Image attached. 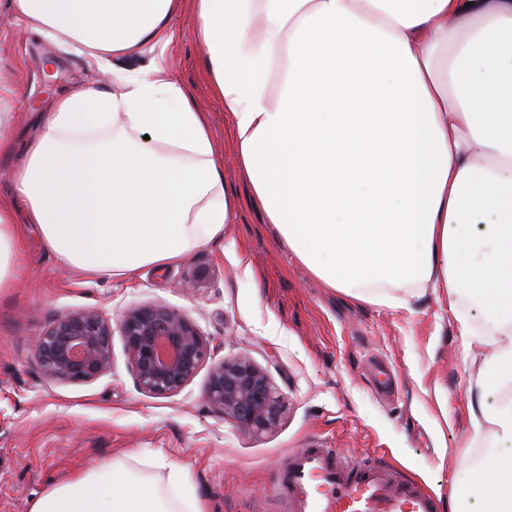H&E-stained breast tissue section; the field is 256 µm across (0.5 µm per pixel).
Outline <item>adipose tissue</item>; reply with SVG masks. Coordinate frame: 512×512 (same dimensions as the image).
I'll list each match as a JSON object with an SVG mask.
<instances>
[{"instance_id":"ef3b65f1","label":"adipose tissue","mask_w":512,"mask_h":512,"mask_svg":"<svg viewBox=\"0 0 512 512\" xmlns=\"http://www.w3.org/2000/svg\"><path fill=\"white\" fill-rule=\"evenodd\" d=\"M23 27L109 57L168 45L193 10L236 161L278 239L328 287L409 308L444 291L465 346L474 433L496 445L465 489L512 512V0H10ZM374 89L345 109L354 80ZM117 92L77 87L42 114L0 197V291L23 225L67 267L133 276L221 237L224 158L191 94L156 65ZM476 303L474 328L458 302ZM158 483L110 464L31 512H204L181 467Z\"/></svg>"}]
</instances>
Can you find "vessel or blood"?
Wrapping results in <instances>:
<instances>
[{
  "mask_svg": "<svg viewBox=\"0 0 512 512\" xmlns=\"http://www.w3.org/2000/svg\"><path fill=\"white\" fill-rule=\"evenodd\" d=\"M288 512H440L437 499L388 463L333 448H294L273 477Z\"/></svg>",
  "mask_w": 512,
  "mask_h": 512,
  "instance_id": "vessel-or-blood-1",
  "label": "vessel or blood"
}]
</instances>
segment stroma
<instances>
[{
	"label": "stroma",
	"mask_w": 512,
	"mask_h": 512,
	"mask_svg": "<svg viewBox=\"0 0 512 512\" xmlns=\"http://www.w3.org/2000/svg\"><path fill=\"white\" fill-rule=\"evenodd\" d=\"M173 32L167 47L111 59L103 72L87 54L22 30L0 0V117L19 149L67 91L115 88L117 74L152 62L208 113L236 202L219 242L129 279L66 268L27 230L25 268L0 292V512H31L80 473L160 455L183 468L206 512H256L271 499L288 450L311 444L385 457L452 506L467 480L465 457L491 438L472 437L467 388L480 356L464 352L447 296L429 291L405 310L353 300L309 272L276 239L236 164L192 14ZM147 303L184 312L210 343L208 363L182 390L142 391L117 329L107 373L80 384L43 376L33 347L59 315L95 309L117 326L126 310ZM239 352L283 404L274 432H242L204 399L212 364Z\"/></svg>",
	"instance_id": "35a3bbf8"
}]
</instances>
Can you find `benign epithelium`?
<instances>
[{
	"label": "benign epithelium",
	"instance_id": "benign-epithelium-1",
	"mask_svg": "<svg viewBox=\"0 0 512 512\" xmlns=\"http://www.w3.org/2000/svg\"><path fill=\"white\" fill-rule=\"evenodd\" d=\"M119 328L134 379L148 394L180 391L211 355L209 342L195 324L165 305L133 307L124 313ZM34 357L51 380L92 381L111 368L112 325L97 310L64 313L38 337ZM205 399L246 433L273 432L281 420L280 400L246 353L213 367Z\"/></svg>",
	"mask_w": 512,
	"mask_h": 512
}]
</instances>
